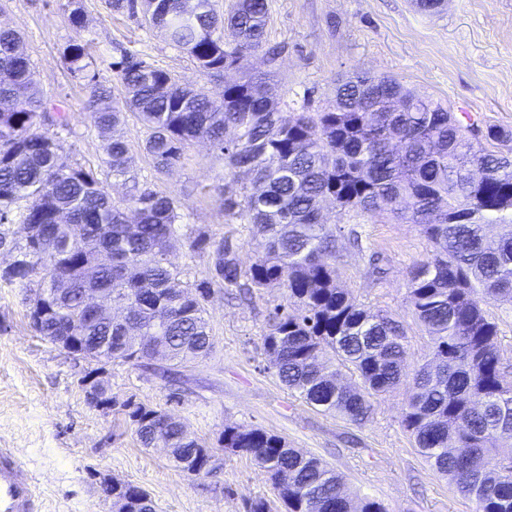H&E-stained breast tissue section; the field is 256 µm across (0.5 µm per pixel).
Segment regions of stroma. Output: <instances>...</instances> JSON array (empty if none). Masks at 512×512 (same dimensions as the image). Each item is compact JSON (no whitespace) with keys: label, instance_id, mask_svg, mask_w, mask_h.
<instances>
[{"label":"stroma","instance_id":"stroma-1","mask_svg":"<svg viewBox=\"0 0 512 512\" xmlns=\"http://www.w3.org/2000/svg\"><path fill=\"white\" fill-rule=\"evenodd\" d=\"M67 3L0 0V25L21 34L44 98L67 113L69 161L103 173L106 190L121 197L127 188L106 177L105 148L110 137L125 140L139 179L180 199L183 221L194 231L214 241L231 239L240 265L249 266L261 240L250 224L224 213V188L231 180L223 155L200 140L185 147L169 171L153 175L140 123L130 116L113 133L99 130L85 108L88 91L68 73L63 50L79 36L108 60L119 45L217 98L238 72L201 74L163 33L141 17L112 11L107 0H82L87 24L75 32ZM268 5L264 48L251 58L250 69L268 76L283 116L333 108L337 76L369 69L455 112L472 113L481 125L512 129V0H445L435 13L419 11L413 0ZM322 216L340 247L341 286L366 309L401 322L409 365L423 363L430 338L411 312L407 281L413 265L429 255L430 242L417 226L386 216L330 204ZM373 252L387 268L380 280L367 274ZM29 296L27 289L0 282V447L17 449L34 475L38 512H111L100 487L106 477L146 490L157 512H248L259 499L272 512H284L250 456L220 453L217 472L196 479L176 468L165 449L141 447L124 414L91 406L80 385L88 362L37 335L28 319ZM283 299L276 287L254 290L247 301L232 288L215 291L206 305L214 337L210 355L169 376L109 365L113 396L166 410L212 447L228 426L280 436L334 468L350 493L377 500L386 512H474L472 501L430 467L404 430L406 389L380 397L371 420L359 426L308 405L268 371L267 314Z\"/></svg>","mask_w":512,"mask_h":512}]
</instances>
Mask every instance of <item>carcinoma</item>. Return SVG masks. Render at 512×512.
I'll use <instances>...</instances> for the list:
<instances>
[{
	"mask_svg": "<svg viewBox=\"0 0 512 512\" xmlns=\"http://www.w3.org/2000/svg\"><path fill=\"white\" fill-rule=\"evenodd\" d=\"M69 22L86 27L80 0ZM114 12L144 10L208 75L243 71L265 41L267 0H109ZM72 77L90 89L88 111L110 131L134 113L147 128L143 150L158 172L205 139L224 167L260 191L224 192V212L247 221L264 242L247 270L234 244L199 234L190 242L209 257L207 277L188 283L169 261L182 226L180 201L139 183L128 144L114 138L106 165L133 181L112 198L97 173L68 161L59 131L64 112L48 110L19 33L0 27V224H20L24 242L0 281L29 288L44 311L30 318L54 342L72 329L98 347V363L171 367L206 357L214 347L205 317L216 288L279 286L286 303L268 314L263 346L269 369L288 389L323 412L362 425L375 399L412 386L402 426L431 467L475 503V512H512V384L497 324L485 306L512 302V156L487 142L512 130L480 128L461 114L406 89L396 79L361 72L336 86V106L286 120L265 82L248 74L223 98L176 81L125 50L108 66L125 89L121 104L98 80L90 44L64 50ZM234 140L225 139L228 129ZM341 210L386 214L420 228L432 250L409 272L414 317L431 336V352L408 370L403 328L358 303L339 285L336 235L319 215ZM499 228L491 239L487 226ZM107 288L126 303L125 322L87 321L82 291ZM144 448L164 440L185 468L208 462L209 446L185 435L162 409L112 398ZM222 449L249 455L268 475L285 512H385L367 496H351L336 470L259 428L227 426ZM112 496L128 512H144L147 493L113 480Z\"/></svg>",
	"mask_w": 512,
	"mask_h": 512,
	"instance_id": "1",
	"label": "carcinoma"
}]
</instances>
